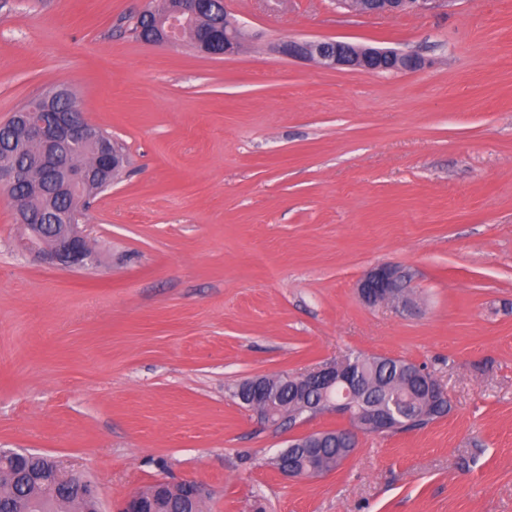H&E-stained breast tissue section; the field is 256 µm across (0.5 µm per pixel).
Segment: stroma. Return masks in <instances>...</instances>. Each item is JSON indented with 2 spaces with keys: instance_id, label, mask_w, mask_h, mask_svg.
<instances>
[{
  "instance_id": "obj_1",
  "label": "stroma",
  "mask_w": 512,
  "mask_h": 512,
  "mask_svg": "<svg viewBox=\"0 0 512 512\" xmlns=\"http://www.w3.org/2000/svg\"><path fill=\"white\" fill-rule=\"evenodd\" d=\"M148 3L0 0V122L64 85L127 155L86 211L90 271L20 254L0 189V448L93 479L104 512L184 479L202 512H512V0H227L249 37L220 58L133 38ZM289 38L424 65L325 69ZM384 264L413 310L359 298ZM357 354L426 367L448 415L283 477L346 419L272 425L236 387ZM430 0H336L344 9L365 15L417 10Z\"/></svg>"
}]
</instances>
